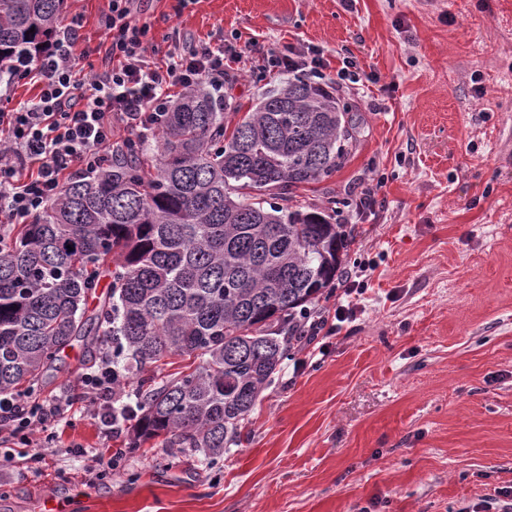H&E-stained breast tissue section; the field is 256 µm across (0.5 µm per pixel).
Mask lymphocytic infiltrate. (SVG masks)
Returning <instances> with one entry per match:
<instances>
[{"label": "lymphocytic infiltrate", "mask_w": 512, "mask_h": 512, "mask_svg": "<svg viewBox=\"0 0 512 512\" xmlns=\"http://www.w3.org/2000/svg\"><path fill=\"white\" fill-rule=\"evenodd\" d=\"M135 0H111L104 33L110 67L91 70L88 53L77 48L78 17H71L56 40L20 78L35 76V100L0 111V131L8 145L0 149V242L12 224H29L56 196L69 173H92L112 150V132L124 126L130 140L154 136L170 105L168 90L202 86L223 94L231 75L229 60L261 52L263 72H288L325 79L322 52H298L285 45L259 51L256 42H228L202 48H177L163 65L145 59L151 23L134 7ZM81 385L93 394L109 425L128 418L124 394L112 385V356L104 354L97 373ZM69 396L48 404L0 399V423L40 433L55 429L71 409Z\"/></svg>", "instance_id": "lymphocytic-infiltrate-1"}]
</instances>
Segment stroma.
Returning <instances> with one entry per match:
<instances>
[{
  "label": "stroma",
  "mask_w": 512,
  "mask_h": 512,
  "mask_svg": "<svg viewBox=\"0 0 512 512\" xmlns=\"http://www.w3.org/2000/svg\"><path fill=\"white\" fill-rule=\"evenodd\" d=\"M143 0L148 61L175 44L256 39L323 52L355 124L328 180L291 204L376 203L346 225L345 273L368 264L367 290L333 336L292 351L259 395L240 445L216 464L144 445L103 475L68 454L111 458L85 395L83 345L61 352L29 401L65 394L69 423L38 475L21 439L0 444V512H491L512 501V0ZM78 48L99 59L110 0H67ZM251 55L226 90L249 110L286 81L253 78Z\"/></svg>",
  "instance_id": "35a3bbf8"
}]
</instances>
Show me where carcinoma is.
Returning <instances> with one entry per match:
<instances>
[{
  "instance_id": "1",
  "label": "carcinoma",
  "mask_w": 512,
  "mask_h": 512,
  "mask_svg": "<svg viewBox=\"0 0 512 512\" xmlns=\"http://www.w3.org/2000/svg\"><path fill=\"white\" fill-rule=\"evenodd\" d=\"M65 8L0 0V82L52 44ZM230 109L185 89L154 141L117 142L0 247V397L37 386L75 341L91 363L112 344L136 414L117 461L157 438L209 464L238 445L262 390L311 340L303 320L349 245L336 213L280 203L342 164L348 108L296 80L232 126ZM173 356L197 365L165 375Z\"/></svg>"
}]
</instances>
